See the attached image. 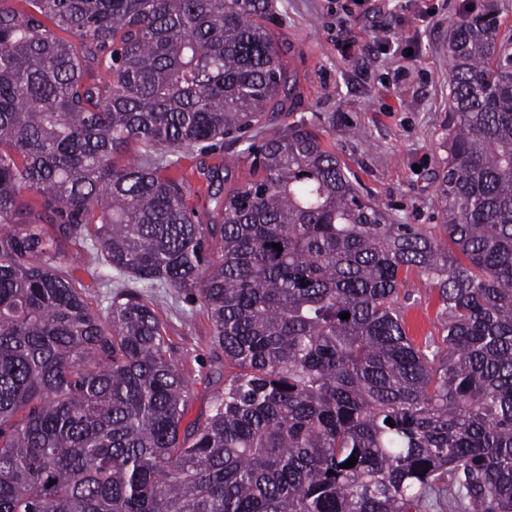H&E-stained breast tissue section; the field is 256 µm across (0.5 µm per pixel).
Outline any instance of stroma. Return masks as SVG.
<instances>
[{
    "instance_id": "1",
    "label": "stroma",
    "mask_w": 512,
    "mask_h": 512,
    "mask_svg": "<svg viewBox=\"0 0 512 512\" xmlns=\"http://www.w3.org/2000/svg\"><path fill=\"white\" fill-rule=\"evenodd\" d=\"M276 6L270 26L284 44L296 86L264 132L182 155L179 169L196 189L191 206L206 211L204 169L236 155L240 162L230 177L248 180L251 161L242 152L249 142L303 119L364 194L400 223L433 230L441 221L439 177L448 157V40L463 15L461 0H364L360 6L354 0H276ZM66 251L62 267L94 309L107 310L124 287L156 304L173 351L194 381L188 417H206L211 395L224 386V367L210 349L212 326L201 304L187 294L117 277L104 268L92 232L73 238ZM399 302L416 343L442 335L431 285L409 275Z\"/></svg>"
}]
</instances>
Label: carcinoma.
<instances>
[{
	"mask_svg": "<svg viewBox=\"0 0 512 512\" xmlns=\"http://www.w3.org/2000/svg\"><path fill=\"white\" fill-rule=\"evenodd\" d=\"M24 2L0 0V512H512L495 29L452 31L433 235L305 121L249 146L251 179L207 170L206 219L189 204L180 155L262 128L293 86L275 0ZM89 226L117 274L206 311L224 391L205 419L185 422L192 381L151 303L118 292L103 317L61 270ZM413 273L438 291L439 342L407 336Z\"/></svg>",
	"mask_w": 512,
	"mask_h": 512,
	"instance_id": "cac0c4a2",
	"label": "carcinoma"
}]
</instances>
